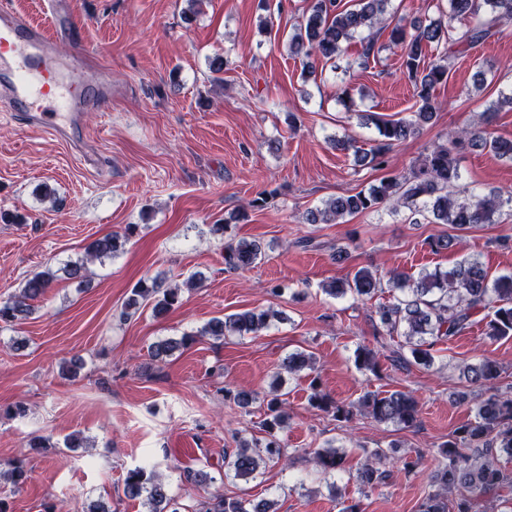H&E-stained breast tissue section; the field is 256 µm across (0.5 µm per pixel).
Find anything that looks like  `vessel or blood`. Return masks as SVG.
Here are the masks:
<instances>
[{
    "instance_id": "vessel-or-blood-1",
    "label": "vessel or blood",
    "mask_w": 512,
    "mask_h": 512,
    "mask_svg": "<svg viewBox=\"0 0 512 512\" xmlns=\"http://www.w3.org/2000/svg\"><path fill=\"white\" fill-rule=\"evenodd\" d=\"M42 11L35 19L0 0V94L28 129L79 145L84 112L108 109L112 90L89 66V49L57 51L60 34L76 30L71 0H44Z\"/></svg>"
}]
</instances>
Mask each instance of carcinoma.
<instances>
[{"mask_svg": "<svg viewBox=\"0 0 512 512\" xmlns=\"http://www.w3.org/2000/svg\"><path fill=\"white\" fill-rule=\"evenodd\" d=\"M391 0H356L349 6L343 0H310L308 11L289 36L291 52L303 57L305 72L314 76L316 63L330 65L333 70L348 72L365 69L384 46L377 35L390 30L391 44L401 50L402 67L414 85L420 106L410 119L388 120L377 125L379 139L366 150L350 140L336 141V148L353 156L359 166L382 169L393 147L419 133L429 122L437 107L432 101L435 87L448 81L454 60L475 44L501 33V26L512 21V0H448L449 12L429 23L418 20L406 27L396 14L387 10ZM359 39L362 52L354 59H344L345 44ZM441 49L437 61L425 64L428 50ZM346 60L345 66L338 61ZM482 146L499 159L512 161V140L493 138L480 128H464L448 145H437L403 175L383 178L379 184L348 196H340L323 208L311 209L306 220L310 224H337L346 216L377 211L392 204L409 210L414 224H447L454 230L490 224L504 205L512 206V195L503 200L495 194L461 195L456 184L460 169L453 156L458 149ZM121 247L118 237L107 234L86 246V261L72 263L59 270L46 267L28 278L20 295L0 302V323L14 324L26 319L30 302L41 298L59 277L83 284L89 273L87 263L111 258ZM262 255L256 240L232 239L224 244V261L231 270H245ZM397 289L401 295L376 307L379 327L387 335L404 338L397 358L403 364L424 368L433 366L432 349L464 334L473 324V317L484 313L486 335L492 339L512 337V275L489 276L479 259L465 258L450 269L421 270L417 277L400 271L390 272L387 282L368 268L357 269L353 276L331 282L325 292L342 298L352 295L371 300L383 292V286ZM182 289L162 288L155 278L138 281L126 303V309L139 310L151 302L152 313L162 317L181 303ZM269 313L247 310L214 318L201 330L179 339L163 340L152 346V356L160 359L172 351L192 343L197 336L226 334H257L268 327ZM356 368L375 375L381 371L378 351L357 345L353 352ZM288 372L314 371L315 359L305 352L288 356ZM463 374L473 385H490L500 376L496 361L484 358L466 364ZM309 405L335 421H347L351 407L331 399L318 390V378L310 382ZM462 403H474V420L457 428L450 439L438 444L444 463L430 476L431 491L421 505V512H473L475 505L494 489L512 483V474L498 464L499 456L512 458V396L493 394L485 399L472 392L457 394ZM359 411L378 423L412 428L419 421V405L408 392L395 390L381 394L366 392L359 400ZM262 441L243 442L234 452L224 455L225 475L238 479L255 477L260 465L279 461L284 443L279 436L288 419L280 395L274 394L266 403ZM365 461L357 470V481L370 488L382 485L389 478L381 468L386 452L381 448L363 450ZM316 465L325 473L346 470L349 453L339 447L313 450ZM0 476L19 487L31 479V471L21 461L0 466ZM123 493L128 499H144L148 512H179L172 507L162 483L146 477L143 469L127 471ZM273 504L264 499H230L214 495L206 501L204 512H271Z\"/></svg>", "mask_w": 512, "mask_h": 512, "instance_id": "obj_1", "label": "carcinoma"}]
</instances>
